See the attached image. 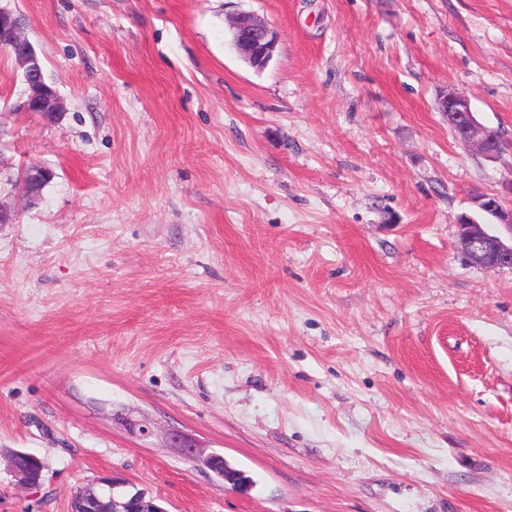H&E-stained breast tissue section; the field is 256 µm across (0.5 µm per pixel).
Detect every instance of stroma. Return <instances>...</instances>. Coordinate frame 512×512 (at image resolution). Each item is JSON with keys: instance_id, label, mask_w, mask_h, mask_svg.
I'll return each mask as SVG.
<instances>
[{"instance_id": "35a3bbf8", "label": "stroma", "mask_w": 512, "mask_h": 512, "mask_svg": "<svg viewBox=\"0 0 512 512\" xmlns=\"http://www.w3.org/2000/svg\"><path fill=\"white\" fill-rule=\"evenodd\" d=\"M0 5L65 105L16 117L0 50V512L112 476L167 512H512V270L457 237L474 193L512 207V149L438 107L512 142V0ZM241 12L279 34L263 69ZM234 46L241 57L256 69L264 68L278 43L277 32L251 13H239L233 19ZM440 107L443 112H448V126L460 145L475 148L491 161L500 156L502 141L492 129L478 121L466 97L448 90L440 100ZM53 176V171L44 166L25 167L21 171L19 182L21 193L28 199L38 197L41 193V186L50 182ZM170 439L177 448H180L181 454L184 458L190 459L193 462H200L213 472H216V463L220 459L217 468L224 475L223 479L220 478L222 486L230 485L233 488H237L248 482L247 477L242 473V471L227 461L223 454L211 452L204 455L192 439L177 430L171 433Z\"/></svg>"}]
</instances>
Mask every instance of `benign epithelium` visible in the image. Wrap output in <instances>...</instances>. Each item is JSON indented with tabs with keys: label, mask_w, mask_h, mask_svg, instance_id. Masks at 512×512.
<instances>
[{
	"label": "benign epithelium",
	"mask_w": 512,
	"mask_h": 512,
	"mask_svg": "<svg viewBox=\"0 0 512 512\" xmlns=\"http://www.w3.org/2000/svg\"><path fill=\"white\" fill-rule=\"evenodd\" d=\"M12 29L14 43L27 50L28 69L24 76L25 96L19 99L14 110L21 115L37 114L46 119L57 118L61 112L56 90L47 84L39 59L29 40L23 34L21 20L4 7H0V26ZM234 46L241 57L256 69L264 68L273 56L278 43L277 32L267 23L251 13H239L233 19ZM441 110L448 113V126L455 139L465 148H474L485 158L493 161L503 152L502 141L492 129L480 123L470 103L463 95L450 90L440 100ZM53 171L44 166L33 165L21 171L19 188L28 199L41 193V186L50 182ZM473 203L483 213L495 218L507 234L494 229V225L478 222L465 214L458 223V240L462 252L471 263L487 268H512V208L503 207L499 197L477 193ZM172 443L180 448L184 458L199 462L211 471L223 455L218 452L203 454L196 443L179 431L171 433ZM72 512H168L152 501L145 500L143 493L136 491L121 499L110 495L104 501L96 495L80 497L74 501Z\"/></svg>",
	"instance_id": "benign-epithelium-1"
}]
</instances>
